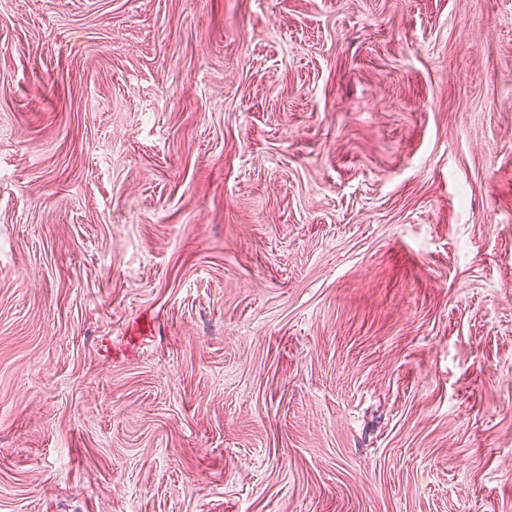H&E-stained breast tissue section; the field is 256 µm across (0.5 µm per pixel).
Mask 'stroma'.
<instances>
[{
  "label": "stroma",
  "mask_w": 512,
  "mask_h": 512,
  "mask_svg": "<svg viewBox=\"0 0 512 512\" xmlns=\"http://www.w3.org/2000/svg\"><path fill=\"white\" fill-rule=\"evenodd\" d=\"M0 512H512V0H0Z\"/></svg>",
  "instance_id": "stroma-1"
}]
</instances>
